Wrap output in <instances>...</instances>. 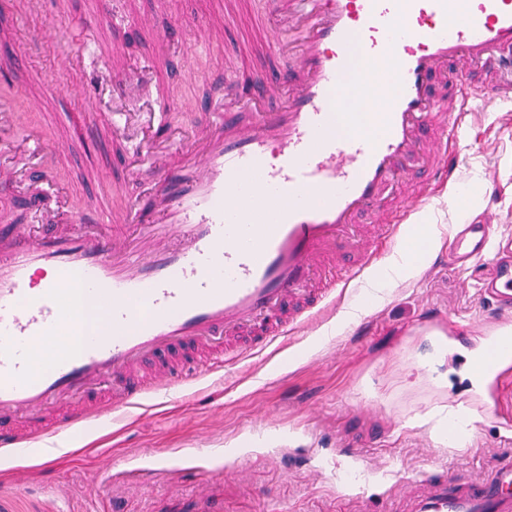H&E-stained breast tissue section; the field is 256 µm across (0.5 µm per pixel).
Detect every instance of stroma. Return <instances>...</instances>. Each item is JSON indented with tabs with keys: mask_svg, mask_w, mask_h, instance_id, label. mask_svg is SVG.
Instances as JSON below:
<instances>
[{
	"mask_svg": "<svg viewBox=\"0 0 512 512\" xmlns=\"http://www.w3.org/2000/svg\"><path fill=\"white\" fill-rule=\"evenodd\" d=\"M135 19L163 13L208 20L221 0H126ZM237 22L200 41L195 52L172 40L159 43L141 27L134 60L115 55L119 71L137 69L160 53L165 96L157 107L168 125L195 130L205 124L202 107L217 99L229 81L262 69L291 68L290 57H275L252 25L264 0H236ZM90 0H5L0 5V55L25 57L12 79L27 95L42 99L36 113L49 139L62 152L61 190L79 211L113 195L97 171L120 163L124 152L106 137L88 134L81 102L51 94L45 74L61 81L80 75L75 57L89 34ZM54 24L55 40L37 37L41 24ZM190 76L177 79V65ZM181 104L178 112L170 103ZM474 113L456 148L462 177L494 166L498 189L479 184L472 196L470 223L496 219L512 233V104L474 101ZM490 269L475 264L465 272L424 262L384 302L327 341L317 334L292 335L248 356L235 373L211 375L175 398L149 399L129 416L78 429L74 450L58 457L49 472L36 473L30 487L0 494V512H203L204 500L222 512H392L404 495L423 489L440 475L459 484L484 478L512 457V428L502 416L472 400L470 350L462 324L475 320L481 303L463 280ZM466 401L476 415L467 444L448 446L432 424L416 416L451 400ZM199 451L207 489L192 477H158L142 482L132 467L161 457ZM112 456L102 469L101 453Z\"/></svg>",
	"mask_w": 512,
	"mask_h": 512,
	"instance_id": "35a3bbf8",
	"label": "stroma"
}]
</instances>
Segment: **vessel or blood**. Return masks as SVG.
Returning a JSON list of instances; mask_svg holds the SVG:
<instances>
[{
	"instance_id": "b4317fda",
	"label": "vessel or blood",
	"mask_w": 512,
	"mask_h": 512,
	"mask_svg": "<svg viewBox=\"0 0 512 512\" xmlns=\"http://www.w3.org/2000/svg\"><path fill=\"white\" fill-rule=\"evenodd\" d=\"M92 30H136L123 0H96ZM271 53L297 58L249 85L231 84L197 130L165 127L158 75L124 74L110 46L87 39L86 78L49 84L107 113L104 136L152 171L146 207L109 202L72 211L40 175L57 150L22 116L36 101L0 92V197L27 201L29 230L0 226V448L16 486L32 478L27 448L170 397L236 367L278 339L317 325L337 288L359 280L379 243L408 249L403 226L427 184L460 180L452 151L469 102L512 103V0H264L254 21ZM390 75L395 91L376 134L337 132L344 92ZM283 98L265 102L267 89ZM448 263L488 260L483 301L512 309V238L491 224H452ZM108 308L112 333L86 335L80 315ZM74 336L59 360L32 371L34 339ZM480 363L487 404L512 415V387ZM400 512H512V462L467 486L443 476Z\"/></svg>"
}]
</instances>
